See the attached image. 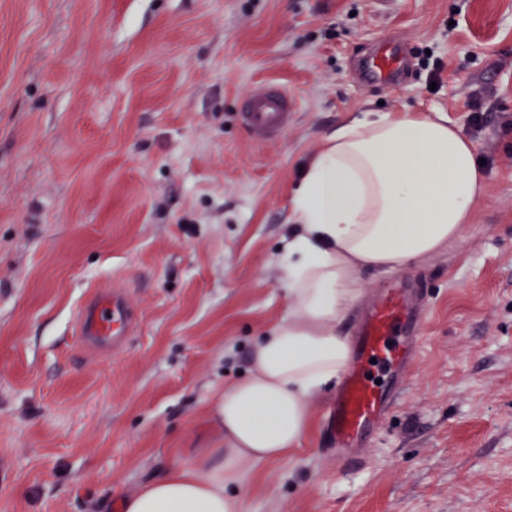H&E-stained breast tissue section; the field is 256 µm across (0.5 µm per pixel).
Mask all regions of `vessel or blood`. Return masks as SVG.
<instances>
[{"instance_id":"b4317fda","label":"vessel or blood","mask_w":512,"mask_h":512,"mask_svg":"<svg viewBox=\"0 0 512 512\" xmlns=\"http://www.w3.org/2000/svg\"><path fill=\"white\" fill-rule=\"evenodd\" d=\"M408 70L402 50L379 44L357 65L356 76L365 83L390 87ZM293 102L278 88L258 90L244 105L241 117L256 135L277 138L288 126ZM137 323V315L124 295L101 289L81 307L76 338L81 346L101 352L119 349ZM419 316L412 312L399 283L390 284L369 310L355 340V358L326 412V431L333 442L336 460L344 469L356 467L353 450L366 442L378 424L393 411L401 381L382 387L369 377L368 366L377 363L400 370L416 354L407 334L417 332Z\"/></svg>"}]
</instances>
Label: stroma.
I'll return each mask as SVG.
<instances>
[{
    "mask_svg": "<svg viewBox=\"0 0 512 512\" xmlns=\"http://www.w3.org/2000/svg\"><path fill=\"white\" fill-rule=\"evenodd\" d=\"M392 35L405 81H356ZM266 83L295 103L271 141L240 118ZM377 106L459 127L487 194L461 243L363 274L343 334L398 281L421 347L361 467L318 410L242 512H512V0H0V512H120L212 447L209 403L288 313L300 173ZM98 285L138 315L112 353L74 339Z\"/></svg>",
    "mask_w": 512,
    "mask_h": 512,
    "instance_id": "stroma-1",
    "label": "stroma"
}]
</instances>
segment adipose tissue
Here are the masks:
<instances>
[{
	"mask_svg": "<svg viewBox=\"0 0 512 512\" xmlns=\"http://www.w3.org/2000/svg\"><path fill=\"white\" fill-rule=\"evenodd\" d=\"M486 190L471 140L443 120L366 110L326 133L292 192L287 316L256 342L248 374L217 393L214 446L144 483L121 512H241L236 488L300 444L341 379L351 348L339 325L365 295L362 271L462 242Z\"/></svg>",
	"mask_w": 512,
	"mask_h": 512,
	"instance_id": "ef3b65f1",
	"label": "adipose tissue"
}]
</instances>
